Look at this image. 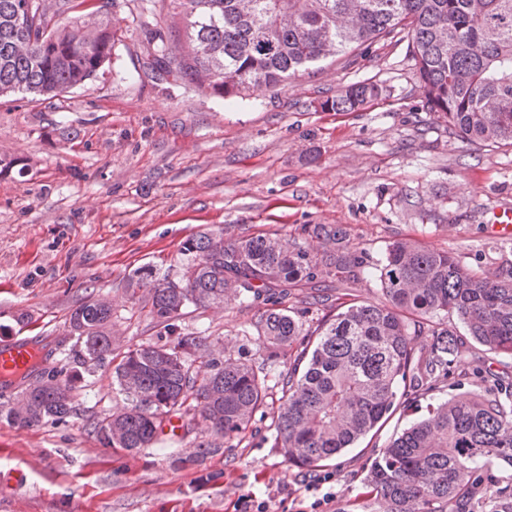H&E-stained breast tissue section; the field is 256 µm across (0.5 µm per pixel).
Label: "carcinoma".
<instances>
[{
  "label": "carcinoma",
  "mask_w": 512,
  "mask_h": 512,
  "mask_svg": "<svg viewBox=\"0 0 512 512\" xmlns=\"http://www.w3.org/2000/svg\"><path fill=\"white\" fill-rule=\"evenodd\" d=\"M27 0H0V97L53 98L97 77L112 60L119 29L112 20L88 31L60 26L43 12L30 19ZM187 46L162 45L148 68L212 94L240 96L271 88L315 64L382 37L406 33L429 111L471 144L512 148V0H180ZM374 83H356L322 102L354 111L379 97ZM311 237L337 245L311 253L276 234L235 236L226 227L187 239L181 273L145 265L125 295L149 306L167 332L190 307L264 304L257 328L265 367L216 357L205 336L142 342L112 358V299L86 297L68 320L74 373L61 382L37 376V395L3 417L21 428L63 422L76 414L72 381L114 364L112 384L125 406L93 432L104 448L138 451L153 445L172 417L193 414L212 440L199 456L228 446L268 405L279 387L271 447L288 463L323 467L393 412L399 390L431 395L462 356L463 341L433 318L458 320L485 350L512 357V266L479 275L449 252L410 240L388 245L379 267L384 300L352 298L328 307L305 332L284 304L296 288H316L356 260L344 252L346 230L316 224ZM421 336L429 340L416 348ZM297 354L288 369L280 358ZM481 392L427 406L367 464L363 492L345 512H512V483L495 470L512 467V381L486 364L474 372Z\"/></svg>",
  "instance_id": "cac0c4a2"
}]
</instances>
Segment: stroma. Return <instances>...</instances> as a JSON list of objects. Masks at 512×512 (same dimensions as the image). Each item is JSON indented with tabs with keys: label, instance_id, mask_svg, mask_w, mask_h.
<instances>
[{
	"label": "stroma",
	"instance_id": "1",
	"mask_svg": "<svg viewBox=\"0 0 512 512\" xmlns=\"http://www.w3.org/2000/svg\"><path fill=\"white\" fill-rule=\"evenodd\" d=\"M175 0H84L80 14L110 16L122 30L112 65L51 99L0 98V335L61 345L54 367L72 374L67 319L88 294L111 297L112 335L128 348L160 333L124 288L151 264L179 275L190 237L230 225L238 235L278 234L308 250L316 224L346 229L363 265L403 238L450 252L491 273L512 265V240L492 236L493 207H512V149H488L449 132L427 110L407 40L383 38L346 51L244 97H219L159 81L145 64L161 44H185ZM357 82L382 96L355 112L321 104ZM258 311L191 309L177 334L262 366ZM512 377V359L467 342L438 396L480 391L471 363ZM77 414L65 423L18 428L0 419V512H233L242 494L292 500L318 470L288 463L256 414L237 447L198 464L199 426L130 455L101 447L93 423L119 410L112 374L75 382ZM427 399L398 405L381 429L336 457L322 487L343 505L362 489L364 466L388 440L425 415Z\"/></svg>",
	"mask_w": 512,
	"mask_h": 512
}]
</instances>
